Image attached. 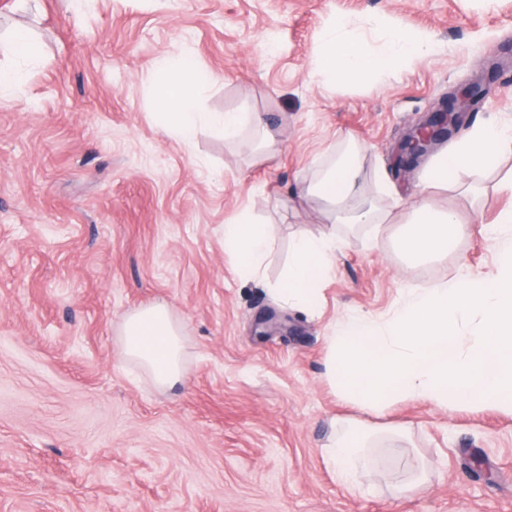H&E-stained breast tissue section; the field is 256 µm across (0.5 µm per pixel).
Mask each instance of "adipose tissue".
<instances>
[{
    "label": "adipose tissue",
    "mask_w": 512,
    "mask_h": 512,
    "mask_svg": "<svg viewBox=\"0 0 512 512\" xmlns=\"http://www.w3.org/2000/svg\"><path fill=\"white\" fill-rule=\"evenodd\" d=\"M432 37L389 25L376 46H368L349 21L337 20L323 33L317 69L330 84H349L377 75H394L420 56L434 52ZM10 49L19 64L0 68V99L21 87L24 65L39 51L27 32H14ZM165 80L156 106L168 130L191 140L198 128L212 123L225 139H235L244 127L260 130L266 143L275 136L257 112H227L210 117L200 111L198 99L211 76L196 72L186 57L158 63ZM356 143L303 186L318 196L338 219L349 224H382L386 218L363 194V175ZM512 155V127L487 123L474 127L450 144L418 174L407 227L400 239L412 259L447 255L464 233L465 219L453 208L435 205L433 194L454 188L478 196L482 187L475 175L497 168ZM497 244V272L471 273L420 291L409 290L386 322L364 315L347 317L333 337L327 374L340 381L349 398L364 412L378 413L397 399L417 398L444 406L455 402L470 407H497L512 411V206L499 212L493 227H478ZM275 243L270 225L256 222L242 211L224 226V248L236 259L239 272L261 279ZM339 240L332 232L297 235L288 270L275 293L285 302L310 304L319 282L333 269ZM469 325L461 335V325ZM120 356L145 369L156 387L170 389L184 379L179 323L162 304L128 314L120 330ZM362 425L349 426L329 447L337 478L354 484L363 452Z\"/></svg>",
    "instance_id": "ef3b65f1"
}]
</instances>
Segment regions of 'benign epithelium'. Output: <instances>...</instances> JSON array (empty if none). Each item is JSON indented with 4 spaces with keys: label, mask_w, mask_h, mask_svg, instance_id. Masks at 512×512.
Returning a JSON list of instances; mask_svg holds the SVG:
<instances>
[{
    "label": "benign epithelium",
    "mask_w": 512,
    "mask_h": 512,
    "mask_svg": "<svg viewBox=\"0 0 512 512\" xmlns=\"http://www.w3.org/2000/svg\"><path fill=\"white\" fill-rule=\"evenodd\" d=\"M481 93L482 87L470 85L443 99L424 121L405 134L401 162L411 165L430 152L440 138L463 122L466 112L481 99Z\"/></svg>",
    "instance_id": "benign-epithelium-1"
}]
</instances>
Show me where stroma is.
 I'll return each mask as SVG.
<instances>
[{
	"label": "stroma",
	"mask_w": 512,
	"mask_h": 512,
	"mask_svg": "<svg viewBox=\"0 0 512 512\" xmlns=\"http://www.w3.org/2000/svg\"><path fill=\"white\" fill-rule=\"evenodd\" d=\"M341 17H384L438 49L332 89L315 57ZM17 28L41 56L0 100V512H512L511 412L405 398L366 417L326 374L348 316L384 322L405 289L496 271L475 235L405 257L416 173L394 158L474 82L485 98L460 133L512 125V0H0V34ZM180 56L214 77L202 111L264 113L272 152L251 160L248 131L228 142L205 126L187 143L165 129L157 63ZM349 136L389 215L378 229L296 194ZM511 173L507 157L479 202L433 201L491 223ZM242 210L275 231L273 284L296 235L335 229L313 308L240 277L224 224ZM153 303L185 339V380L167 390L118 358L124 317ZM362 418L376 437L347 487L325 446L332 421Z\"/></svg>",
	"instance_id": "obj_1"
}]
</instances>
